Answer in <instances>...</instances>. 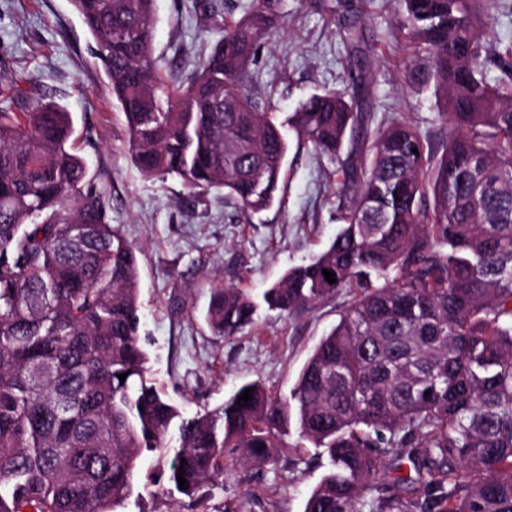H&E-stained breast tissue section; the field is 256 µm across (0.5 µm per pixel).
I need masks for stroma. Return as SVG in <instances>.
Instances as JSON below:
<instances>
[{"instance_id":"35a3bbf8","label":"stroma","mask_w":512,"mask_h":512,"mask_svg":"<svg viewBox=\"0 0 512 512\" xmlns=\"http://www.w3.org/2000/svg\"><path fill=\"white\" fill-rule=\"evenodd\" d=\"M249 0H217V13L197 0H155L154 56L162 75L181 84L201 55L237 20ZM284 0V21L262 45L246 77L252 93L279 113L314 92L339 86L351 59L373 91L376 121L405 120L430 142L446 131L435 120L430 90L411 86L398 25L399 0ZM364 18V39L349 48L341 27ZM11 111L52 100L72 115L79 153L102 175L112 222L139 257L140 334L150 374L185 416L223 405L242 384L261 382L285 397L320 338L351 296L292 314L259 309L252 326L230 339L212 336L203 319L212 278L260 296L291 266L323 250L349 201L336 165L310 145L290 141L280 203L250 214L225 203L223 191H192L178 180L144 177L130 159L128 128L112 100L111 81L90 54L89 35L70 0H0V96ZM290 448L271 469L229 466L223 479L194 497L151 493L147 474L168 464L147 454L121 512H304L324 473L312 445L288 427Z\"/></svg>"}]
</instances>
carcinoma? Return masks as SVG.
<instances>
[{"label": "carcinoma", "instance_id": "carcinoma-1", "mask_svg": "<svg viewBox=\"0 0 512 512\" xmlns=\"http://www.w3.org/2000/svg\"><path fill=\"white\" fill-rule=\"evenodd\" d=\"M71 2L143 176L220 188L259 212L278 198L287 129L336 161L350 192L341 229L262 302L290 314L354 296L289 397L247 382L183 417L148 376L136 250L75 150L71 113L39 100L1 108L0 512H117L149 452L173 454L168 480L192 496L230 463L275 467L293 415L327 459L304 512H512V80L485 78L488 8L400 0L406 78L432 91L448 129L434 147L405 120L372 127L345 87L285 118L254 97L246 75L282 0H252L185 85L156 67L154 0ZM258 309L217 280L204 318L229 339ZM387 456L412 464L398 483L419 495L380 481Z\"/></svg>", "mask_w": 512, "mask_h": 512}]
</instances>
